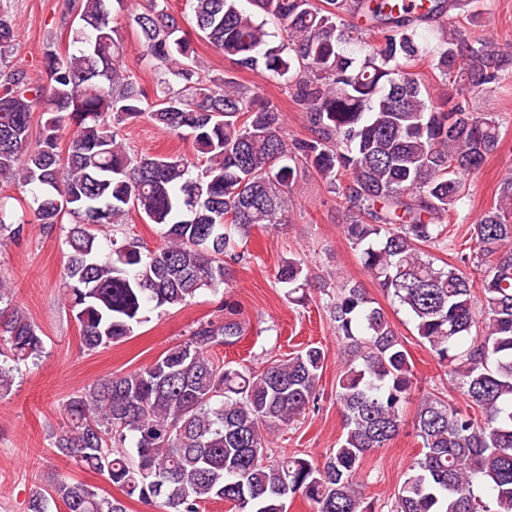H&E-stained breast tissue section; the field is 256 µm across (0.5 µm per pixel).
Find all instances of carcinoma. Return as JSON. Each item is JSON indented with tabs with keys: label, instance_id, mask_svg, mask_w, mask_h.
I'll return each instance as SVG.
<instances>
[{
	"label": "carcinoma",
	"instance_id": "obj_1",
	"mask_svg": "<svg viewBox=\"0 0 512 512\" xmlns=\"http://www.w3.org/2000/svg\"><path fill=\"white\" fill-rule=\"evenodd\" d=\"M239 2L185 0L189 13L176 16L168 0L135 10L129 0H73V50L45 51L44 84L0 69V181L23 193L17 210L0 203V245L22 240L29 224L64 233L65 295L92 352L132 335L147 313L225 283L250 230L286 222L297 168L315 171L345 200L344 233L361 265L407 312L466 403L419 397L420 452L387 512H512V180L472 224L476 252L436 264L427 249L446 241L464 176L498 148L499 123L435 97L414 72L428 59L488 93L512 77V47L448 27V0H426L417 16L391 0H249L251 11ZM121 13L137 30L152 84L120 66ZM355 14L378 32L360 59L344 51L361 40L346 23ZM185 21L236 71L284 80L310 135H286L258 87L204 72ZM270 21L285 38L271 40ZM16 40L0 11V56ZM142 119L191 139L192 154L133 149L122 131ZM134 212L160 226L157 249L114 235ZM275 280L290 302L306 301L304 261L284 262ZM322 288L348 351L336 380L344 433L323 461L277 454L268 438L317 408L323 348L310 344L260 370L220 362L214 352L243 336L232 317L200 322L149 366L72 394L51 447L165 512H200L207 500L286 512L296 497L312 512H377L358 481L361 461L402 429L413 362L359 282ZM12 301L1 276L0 398L19 365L43 353L38 326ZM55 499L66 512H126L112 495L66 479L33 490L27 512H49Z\"/></svg>",
	"mask_w": 512,
	"mask_h": 512
}]
</instances>
